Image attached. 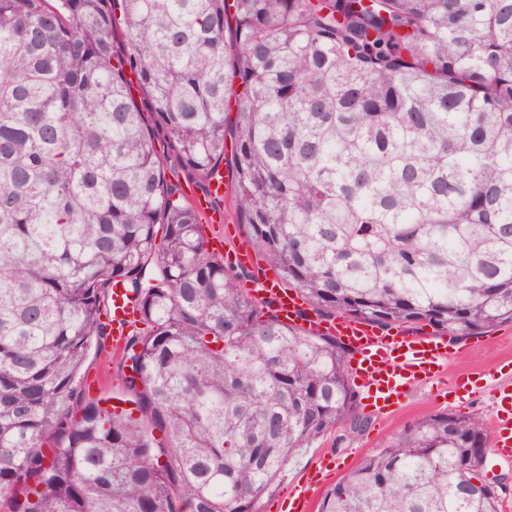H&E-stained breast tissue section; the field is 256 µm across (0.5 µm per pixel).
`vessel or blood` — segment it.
I'll use <instances>...</instances> for the list:
<instances>
[{"label":"vessel or blood","mask_w":512,"mask_h":512,"mask_svg":"<svg viewBox=\"0 0 512 512\" xmlns=\"http://www.w3.org/2000/svg\"><path fill=\"white\" fill-rule=\"evenodd\" d=\"M193 207L208 223L220 224L224 213L217 203L224 197V183L211 181L206 191L190 192ZM259 299L271 301L277 315L303 329L336 337L349 346L355 359L350 374L375 412L395 404L416 383L440 373L448 365L446 340L422 336L403 328L381 330L369 323L344 318L324 320L308 315L302 299L281 288L276 278L268 277L254 287ZM112 327V348L121 350L127 332L137 318L133 294L123 287L112 288L108 305ZM492 420L495 460L512 463V387L504 385L493 394ZM323 481L322 470L293 484L283 494L286 512H307L311 493Z\"/></svg>","instance_id":"obj_1"}]
</instances>
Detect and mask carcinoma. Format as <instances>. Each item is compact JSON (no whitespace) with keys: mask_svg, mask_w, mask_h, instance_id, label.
Wrapping results in <instances>:
<instances>
[{"mask_svg":"<svg viewBox=\"0 0 512 512\" xmlns=\"http://www.w3.org/2000/svg\"><path fill=\"white\" fill-rule=\"evenodd\" d=\"M225 162L248 245L318 317L512 324V0H0L6 512H258L294 453L367 423L348 348L208 248L181 181ZM115 283L138 418L77 385ZM490 447L476 413L427 416L320 512H501L472 484Z\"/></svg>","mask_w":512,"mask_h":512,"instance_id":"carcinoma-1","label":"carcinoma"}]
</instances>
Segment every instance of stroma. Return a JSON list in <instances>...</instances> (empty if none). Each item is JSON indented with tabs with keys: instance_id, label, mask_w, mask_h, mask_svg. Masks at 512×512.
Returning a JSON list of instances; mask_svg holds the SVG:
<instances>
[{
	"instance_id": "stroma-1",
	"label": "stroma",
	"mask_w": 512,
	"mask_h": 512,
	"mask_svg": "<svg viewBox=\"0 0 512 512\" xmlns=\"http://www.w3.org/2000/svg\"><path fill=\"white\" fill-rule=\"evenodd\" d=\"M449 346L451 357L440 378L413 387L382 418L370 419L364 431L341 436L332 432L302 449L283 472V485H290L319 459L334 460V472L314 491L319 500L348 470L404 425L437 413H475L490 419L488 394L495 381H512V325L463 336L450 341ZM77 383L90 399L119 400L125 396L112 358L95 346L88 351Z\"/></svg>"
}]
</instances>
